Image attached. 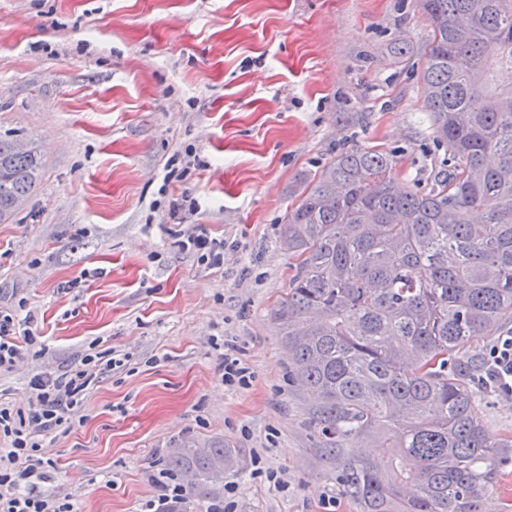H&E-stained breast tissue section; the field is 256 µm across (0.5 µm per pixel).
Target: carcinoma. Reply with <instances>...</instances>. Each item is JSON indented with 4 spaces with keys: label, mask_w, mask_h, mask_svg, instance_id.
<instances>
[{
    "label": "carcinoma",
    "mask_w": 512,
    "mask_h": 512,
    "mask_svg": "<svg viewBox=\"0 0 512 512\" xmlns=\"http://www.w3.org/2000/svg\"><path fill=\"white\" fill-rule=\"evenodd\" d=\"M431 27L421 99L448 173L402 189L393 153H340L281 224L294 274L272 320L316 422L375 452L351 455L362 512H479L499 449L466 349L512 318V0H418ZM471 14L476 25H464ZM41 177L32 144L0 136V223ZM235 449L184 443L172 474L224 482Z\"/></svg>",
    "instance_id": "1"
}]
</instances>
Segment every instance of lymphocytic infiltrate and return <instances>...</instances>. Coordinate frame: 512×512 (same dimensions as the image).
Masks as SVG:
<instances>
[{"instance_id": "lymphocytic-infiltrate-1", "label": "lymphocytic infiltrate", "mask_w": 512, "mask_h": 512, "mask_svg": "<svg viewBox=\"0 0 512 512\" xmlns=\"http://www.w3.org/2000/svg\"><path fill=\"white\" fill-rule=\"evenodd\" d=\"M19 328L16 314L1 309L0 370H12L21 356V344L36 341L32 334H20ZM130 360L126 353L107 359L85 354L78 364L34 374L23 407L0 406V512H77L70 498L41 490L55 462L39 452L49 435L69 433L83 423L82 410L96 374L126 369ZM479 381L499 396L512 398V333L487 346Z\"/></svg>"}]
</instances>
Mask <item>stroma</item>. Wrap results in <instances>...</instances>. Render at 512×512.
<instances>
[{
	"instance_id": "stroma-1",
	"label": "stroma",
	"mask_w": 512,
	"mask_h": 512,
	"mask_svg": "<svg viewBox=\"0 0 512 512\" xmlns=\"http://www.w3.org/2000/svg\"><path fill=\"white\" fill-rule=\"evenodd\" d=\"M429 35L417 0H0V134L44 162L0 224V306L32 315L42 352L0 372V400L91 348L133 356L46 440L44 490L140 512L181 442L220 437L236 470L194 500L231 483L236 512H360L340 451L372 443L321 431L271 321L291 275L279 224L342 150L392 151L404 186L448 171L420 97ZM184 196L195 207L172 223ZM199 228L225 241L223 266L180 247ZM228 343L247 388L222 381ZM480 409L512 440V399L485 391ZM257 458L285 489L253 478ZM481 512H512V447Z\"/></svg>"
}]
</instances>
